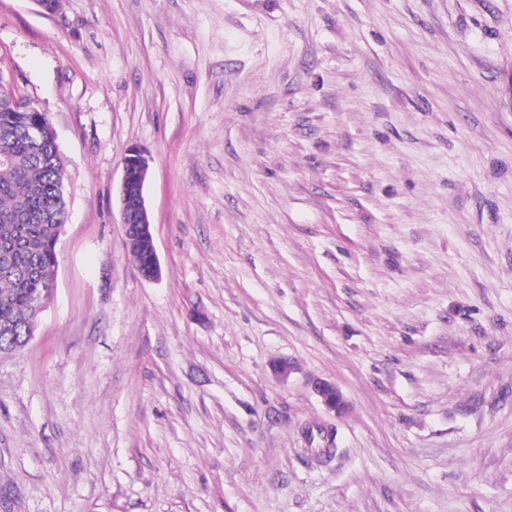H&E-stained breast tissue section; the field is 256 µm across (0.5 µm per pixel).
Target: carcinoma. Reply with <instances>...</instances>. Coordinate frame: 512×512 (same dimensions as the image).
Wrapping results in <instances>:
<instances>
[{"label":"carcinoma","instance_id":"obj_1","mask_svg":"<svg viewBox=\"0 0 512 512\" xmlns=\"http://www.w3.org/2000/svg\"><path fill=\"white\" fill-rule=\"evenodd\" d=\"M41 114L0 99V352L8 353L36 322L34 301L48 292L56 267L54 239L66 223L65 200L57 182V148L52 139L32 134ZM139 272L154 262L150 244L132 257Z\"/></svg>","mask_w":512,"mask_h":512}]
</instances>
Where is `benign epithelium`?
<instances>
[{
    "label": "benign epithelium",
    "instance_id": "7a95c632",
    "mask_svg": "<svg viewBox=\"0 0 512 512\" xmlns=\"http://www.w3.org/2000/svg\"><path fill=\"white\" fill-rule=\"evenodd\" d=\"M148 170L149 160L144 152L136 146L130 148L124 160L119 189L121 224L125 238L130 241L142 232L153 237V225L145 196ZM314 390L327 411L336 413L344 408L345 401L336 384L318 380Z\"/></svg>",
    "mask_w": 512,
    "mask_h": 512
}]
</instances>
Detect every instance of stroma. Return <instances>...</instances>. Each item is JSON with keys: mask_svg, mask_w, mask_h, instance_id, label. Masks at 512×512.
Wrapping results in <instances>:
<instances>
[{"mask_svg": "<svg viewBox=\"0 0 512 512\" xmlns=\"http://www.w3.org/2000/svg\"><path fill=\"white\" fill-rule=\"evenodd\" d=\"M0 73L69 204L0 512H512V0H0ZM126 156L119 189L121 224L124 229L125 238L129 241L135 240L141 232L147 233L152 247L148 242L145 245H138L135 250V256L132 257V260L138 271L140 273H145L151 269L155 256V262L151 271L146 275H141L147 280H156L160 277L161 268L153 244V225L150 220V212L145 196L149 160L145 156L144 152L136 146L130 148ZM134 167L137 175V185L135 190L132 191V176L130 175V172ZM133 222H140V224H133ZM136 225L141 226L139 227ZM314 390L327 411L336 413L344 408L343 395L335 383L317 380L314 384Z\"/></svg>", "mask_w": 512, "mask_h": 512, "instance_id": "stroma-1", "label": "stroma"}]
</instances>
